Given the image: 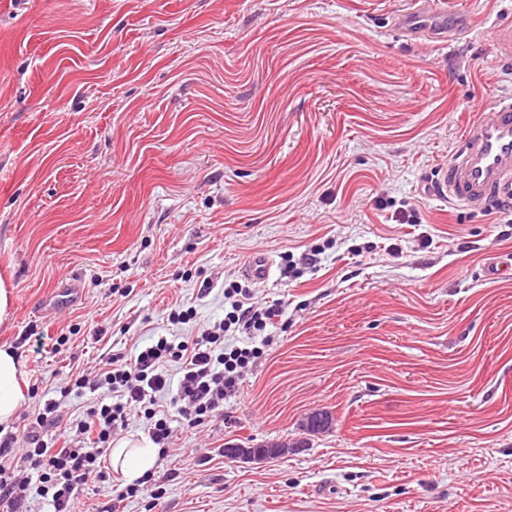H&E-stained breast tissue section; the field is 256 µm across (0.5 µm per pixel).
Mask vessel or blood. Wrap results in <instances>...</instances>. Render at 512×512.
I'll list each match as a JSON object with an SVG mask.
<instances>
[{
    "label": "vessel or blood",
    "instance_id": "1",
    "mask_svg": "<svg viewBox=\"0 0 512 512\" xmlns=\"http://www.w3.org/2000/svg\"><path fill=\"white\" fill-rule=\"evenodd\" d=\"M397 25L414 39L448 36L445 15L434 13L428 0L400 12ZM434 183L441 197L468 209H482L493 200L512 196V100L482 105L481 117L467 130L461 150Z\"/></svg>",
    "mask_w": 512,
    "mask_h": 512
}]
</instances>
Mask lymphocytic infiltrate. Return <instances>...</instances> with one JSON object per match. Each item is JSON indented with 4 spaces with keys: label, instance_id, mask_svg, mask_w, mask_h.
Here are the masks:
<instances>
[{
    "label": "lymphocytic infiltrate",
    "instance_id": "lymphocytic-infiltrate-1",
    "mask_svg": "<svg viewBox=\"0 0 512 512\" xmlns=\"http://www.w3.org/2000/svg\"><path fill=\"white\" fill-rule=\"evenodd\" d=\"M226 309L219 323L198 336L175 342L161 336L131 356L117 355L96 374L78 372L64 394L92 392L80 418L64 421L62 402L48 399L22 436L0 438V512H33L34 497L50 500L54 512H77L91 484L106 481V456L115 435L142 418L150 439L168 450L172 415L192 426L224 410L240 388L243 371L271 344L267 324L280 304H252V291L239 282L224 287ZM243 344H233V337Z\"/></svg>",
    "mask_w": 512,
    "mask_h": 512
}]
</instances>
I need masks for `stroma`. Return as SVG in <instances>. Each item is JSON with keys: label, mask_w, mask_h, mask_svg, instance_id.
Masks as SVG:
<instances>
[{"label": "stroma", "mask_w": 512, "mask_h": 512, "mask_svg": "<svg viewBox=\"0 0 512 512\" xmlns=\"http://www.w3.org/2000/svg\"><path fill=\"white\" fill-rule=\"evenodd\" d=\"M413 5L0 0V346L36 391L15 435L73 372L223 320L261 252L272 344L223 416L172 422L160 501L123 512H512V278L484 273L512 261V203L430 188L512 97L491 36L512 0H443L467 19L445 42L402 35ZM69 281L73 305L43 310ZM177 300L193 322L171 323Z\"/></svg>", "instance_id": "stroma-1"}]
</instances>
